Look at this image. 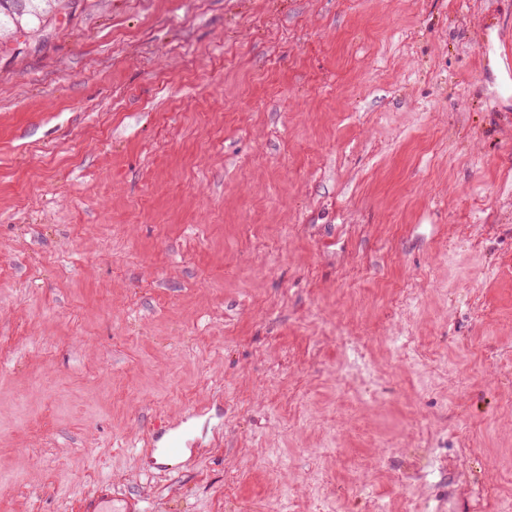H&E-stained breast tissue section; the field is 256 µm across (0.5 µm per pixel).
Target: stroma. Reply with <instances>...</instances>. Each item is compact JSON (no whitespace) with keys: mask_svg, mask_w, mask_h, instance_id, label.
<instances>
[{"mask_svg":"<svg viewBox=\"0 0 512 512\" xmlns=\"http://www.w3.org/2000/svg\"><path fill=\"white\" fill-rule=\"evenodd\" d=\"M502 49L512 0H66L1 41L0 512L506 492ZM139 499H128L120 509L112 508V495L108 488L102 487L95 496L84 499L81 504L82 512H140Z\"/></svg>","mask_w":512,"mask_h":512,"instance_id":"obj_1","label":"stroma"}]
</instances>
